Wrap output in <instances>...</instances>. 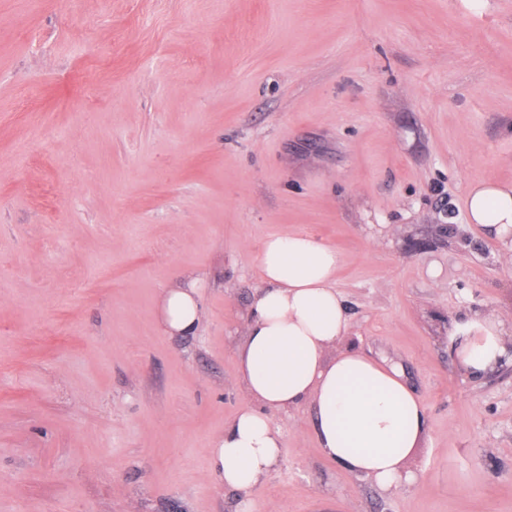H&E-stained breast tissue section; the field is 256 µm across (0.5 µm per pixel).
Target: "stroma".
Returning <instances> with one entry per match:
<instances>
[{
	"instance_id": "obj_1",
	"label": "stroma",
	"mask_w": 512,
	"mask_h": 512,
	"mask_svg": "<svg viewBox=\"0 0 512 512\" xmlns=\"http://www.w3.org/2000/svg\"><path fill=\"white\" fill-rule=\"evenodd\" d=\"M477 180L512 183V0H0V512H238L210 448L292 232L340 255L345 343L404 367L426 434L384 491L276 415L251 512H512V364L451 344L466 313L512 342ZM192 278L198 333L162 334Z\"/></svg>"
}]
</instances>
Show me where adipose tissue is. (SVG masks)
Segmentation results:
<instances>
[{
  "label": "adipose tissue",
  "instance_id": "adipose-tissue-1",
  "mask_svg": "<svg viewBox=\"0 0 512 512\" xmlns=\"http://www.w3.org/2000/svg\"><path fill=\"white\" fill-rule=\"evenodd\" d=\"M467 220L512 252V184L477 182ZM338 253L315 237L277 234L262 246L263 282L236 345L237 378L249 406L225 425L210 450L218 484L248 497L278 466L282 432L275 415L310 406L324 455L383 489L415 485L408 461L425 434L426 410L403 368L357 349L336 351L349 318L336 290ZM202 320L196 283L165 290L157 323L168 336L194 335ZM462 368L480 376L512 353L500 320L465 316L455 323Z\"/></svg>",
  "mask_w": 512,
  "mask_h": 512
}]
</instances>
